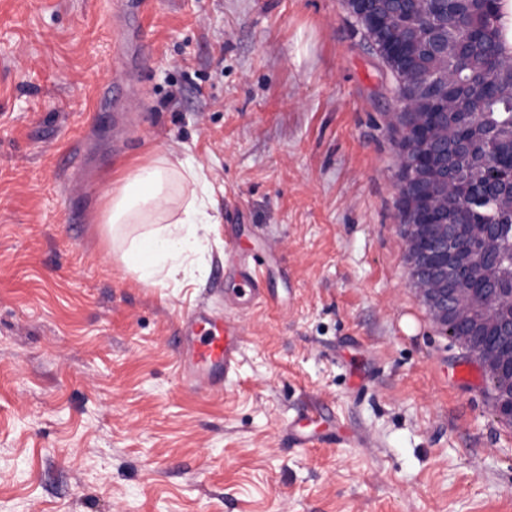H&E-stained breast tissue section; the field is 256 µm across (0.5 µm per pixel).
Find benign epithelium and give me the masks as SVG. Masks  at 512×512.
Here are the masks:
<instances>
[{
  "mask_svg": "<svg viewBox=\"0 0 512 512\" xmlns=\"http://www.w3.org/2000/svg\"><path fill=\"white\" fill-rule=\"evenodd\" d=\"M492 0H446L448 8L460 15L479 14ZM397 50L402 72L393 89L397 103L392 117L405 114L400 140V171L410 175L406 209L414 223L403 225L407 241L411 284L445 335L463 346L492 380L490 397L497 417L512 423V311L494 319L476 313L484 301L496 297L491 287L499 277V265L491 254L498 226L475 221L451 220L458 201L468 196L486 178L484 157L476 142L493 133L476 126L475 137L463 140L456 134V116L479 112L478 97L467 87L477 85L481 57L469 47L457 49L455 70L430 74L422 60L438 57L439 33L419 36L412 21L399 25ZM484 241L479 255L463 250V236ZM471 280L487 286L477 296L465 287Z\"/></svg>",
  "mask_w": 512,
  "mask_h": 512,
  "instance_id": "benign-epithelium-1",
  "label": "benign epithelium"
}]
</instances>
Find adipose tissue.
Wrapping results in <instances>:
<instances>
[{"mask_svg": "<svg viewBox=\"0 0 512 512\" xmlns=\"http://www.w3.org/2000/svg\"><path fill=\"white\" fill-rule=\"evenodd\" d=\"M205 185L189 161L158 156L130 166L107 195L104 221L126 268L140 281L177 279L188 253L213 222ZM180 200V216L170 206Z\"/></svg>", "mask_w": 512, "mask_h": 512, "instance_id": "1", "label": "adipose tissue"}]
</instances>
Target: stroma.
<instances>
[{
	"label": "stroma",
	"instance_id": "1",
	"mask_svg": "<svg viewBox=\"0 0 512 512\" xmlns=\"http://www.w3.org/2000/svg\"><path fill=\"white\" fill-rule=\"evenodd\" d=\"M145 2L122 58L118 0H0V512H512V426L409 282L392 93L344 0ZM163 154L216 222L190 281L147 285L99 215ZM250 265L271 302L225 307ZM201 303L242 330L217 394L175 364ZM139 3L132 2L130 5H127L130 14L122 38L125 42L134 45L141 54H145L148 49L149 40L141 25Z\"/></svg>",
	"mask_w": 512,
	"mask_h": 512
}]
</instances>
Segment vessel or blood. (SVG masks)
Wrapping results in <instances>:
<instances>
[{
	"label": "vessel or blood",
	"instance_id": "vessel-or-blood-1",
	"mask_svg": "<svg viewBox=\"0 0 512 512\" xmlns=\"http://www.w3.org/2000/svg\"><path fill=\"white\" fill-rule=\"evenodd\" d=\"M128 10L123 39L139 52H146L149 40L141 25L137 0H132ZM240 293L251 296L256 302L262 300L263 290L256 272H243L239 287L227 290L225 299L234 301ZM179 334L183 384L209 393L219 392L222 383L236 372L241 346L239 323L229 317L218 318L208 308L200 306L182 315Z\"/></svg>",
	"mask_w": 512,
	"mask_h": 512
}]
</instances>
